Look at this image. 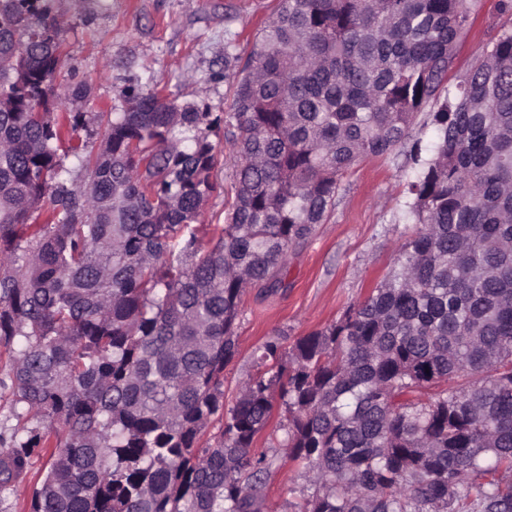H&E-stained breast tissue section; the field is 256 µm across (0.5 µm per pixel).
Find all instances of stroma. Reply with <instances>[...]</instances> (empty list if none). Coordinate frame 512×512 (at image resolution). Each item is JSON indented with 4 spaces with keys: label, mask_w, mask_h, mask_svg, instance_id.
<instances>
[{
    "label": "stroma",
    "mask_w": 512,
    "mask_h": 512,
    "mask_svg": "<svg viewBox=\"0 0 512 512\" xmlns=\"http://www.w3.org/2000/svg\"><path fill=\"white\" fill-rule=\"evenodd\" d=\"M277 8L278 0H51L61 27L62 74L89 89L86 100L67 109L101 111L117 103L120 87L138 83L180 104L230 111L225 35L234 33L236 53L247 56L257 29ZM504 24L512 25V16L500 12L498 0H477L449 84H456ZM216 141L215 175L224 193L205 205L209 224L224 222L234 197V151L224 136ZM412 177L397 153L358 162L343 177L326 223L290 254L283 287L246 290L237 328L239 353L224 370L225 404L233 403L241 382L255 373L260 346L275 339L289 346L337 321L393 267L409 227L404 202ZM285 422L284 409L276 408L257 442L258 449L277 459L262 490L263 512H294L295 503L314 491L301 469L280 460Z\"/></svg>",
    "instance_id": "stroma-1"
}]
</instances>
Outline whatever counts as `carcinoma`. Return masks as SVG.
Instances as JSON below:
<instances>
[{
  "mask_svg": "<svg viewBox=\"0 0 512 512\" xmlns=\"http://www.w3.org/2000/svg\"><path fill=\"white\" fill-rule=\"evenodd\" d=\"M474 6L279 0L224 74L231 111L128 85L89 116L61 111L87 92L56 83L48 0H0V387L20 422L0 495L44 451L30 512H261L279 401L282 461L314 487L298 512H512V27L449 90ZM427 108L398 265L337 321L265 343L224 407L246 288L282 285L346 172ZM221 130L234 200L205 248Z\"/></svg>",
  "mask_w": 512,
  "mask_h": 512,
  "instance_id": "carcinoma-1",
  "label": "carcinoma"
}]
</instances>
